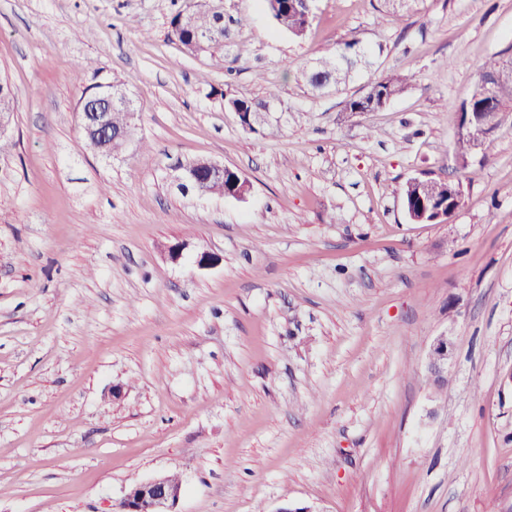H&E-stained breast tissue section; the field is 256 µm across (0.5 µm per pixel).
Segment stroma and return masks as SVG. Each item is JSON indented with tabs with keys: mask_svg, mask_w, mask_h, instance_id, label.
Listing matches in <instances>:
<instances>
[{
	"mask_svg": "<svg viewBox=\"0 0 512 512\" xmlns=\"http://www.w3.org/2000/svg\"><path fill=\"white\" fill-rule=\"evenodd\" d=\"M196 2L0 0V512H118L163 475L173 512H512V112L453 153L479 65L512 57V0H317L300 38L223 0L220 69L170 35ZM351 40L370 64L345 86L297 84ZM395 70L405 93L346 111ZM103 78L139 108L117 157L80 128ZM270 90L276 135L225 105ZM195 159L246 199L182 195ZM416 176L461 181L449 221L408 218ZM450 355L451 346L448 337L441 336L436 339L430 348L426 361L429 377L436 386H443L447 381L445 372L448 369Z\"/></svg>",
	"mask_w": 512,
	"mask_h": 512,
	"instance_id": "stroma-1",
	"label": "stroma"
}]
</instances>
